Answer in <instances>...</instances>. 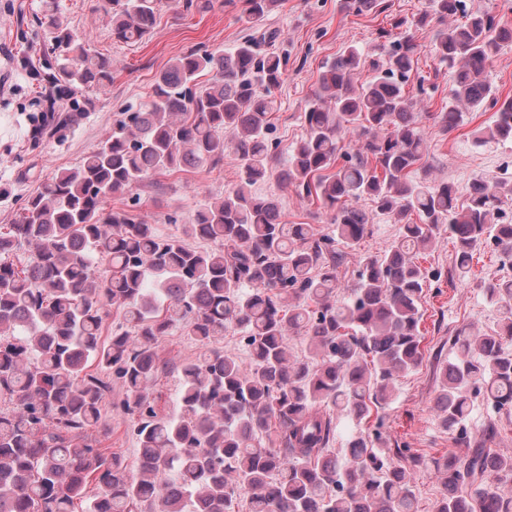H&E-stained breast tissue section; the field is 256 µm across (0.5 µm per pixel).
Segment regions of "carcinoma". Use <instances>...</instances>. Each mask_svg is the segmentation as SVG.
<instances>
[{"instance_id": "1", "label": "carcinoma", "mask_w": 512, "mask_h": 512, "mask_svg": "<svg viewBox=\"0 0 512 512\" xmlns=\"http://www.w3.org/2000/svg\"><path fill=\"white\" fill-rule=\"evenodd\" d=\"M278 0L241 4L253 28ZM414 29H381L372 51L345 47L325 63L303 112L306 134L287 151L278 179L302 199L334 210L333 229L282 220L278 202L251 187L277 158L269 113L288 57L278 31L247 35L234 50H191L155 79L144 107L122 113L80 165L44 182L17 219L0 225V512H417L405 463L431 466L445 493L433 512H512V457L480 444L429 461L384 446L382 432L358 428L336 448V416L357 423L395 398L397 378L423 360L419 304L429 273L418 255L441 232L457 243L455 269L471 270L474 249L491 242L512 267V220L499 187L478 177L467 203L425 165V113L408 89L419 45L433 32L440 61L454 69L448 105L435 120L458 127L463 112L497 106L476 142L512 141V97L494 94L488 70L512 26L464 0H431ZM389 12V0H347ZM179 14L214 0H174ZM161 0H106L112 40L132 45L154 31ZM35 23L50 48L34 80L54 89L31 140L54 136L83 116L77 96L112 82V58L64 24L56 0ZM369 68L356 86L353 75ZM207 83L198 82L202 73ZM349 139L347 150L340 143ZM236 154L241 183L200 207L183 234L209 240L195 250L162 238L130 210L108 207L162 172L216 168ZM420 177H412L415 172ZM370 199L400 234L381 256H366L355 287L339 295L345 250L369 231L356 202ZM500 312L498 331L460 329L442 368L436 411L464 437L482 398L512 407V279L484 285ZM125 326L103 330L111 310ZM206 347L175 367L178 391L167 415L148 392L163 365L159 340L173 329ZM239 331L240 362L213 347ZM304 333L306 354L289 351ZM97 364L100 371L90 370ZM133 419L139 454L132 475L89 437L102 425L112 382ZM96 494L86 498L89 480Z\"/></svg>"}]
</instances>
